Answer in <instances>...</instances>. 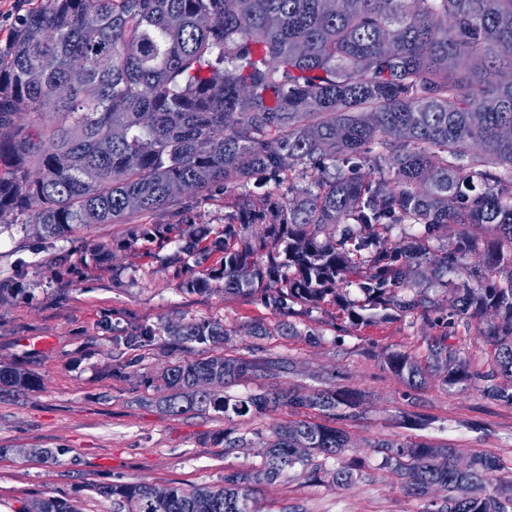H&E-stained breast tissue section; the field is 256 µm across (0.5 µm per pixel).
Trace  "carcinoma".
I'll return each instance as SVG.
<instances>
[{
    "label": "carcinoma",
    "mask_w": 512,
    "mask_h": 512,
    "mask_svg": "<svg viewBox=\"0 0 512 512\" xmlns=\"http://www.w3.org/2000/svg\"><path fill=\"white\" fill-rule=\"evenodd\" d=\"M210 19L203 26L200 20ZM87 64L69 95V63ZM512 0H46L23 16L0 47V224L48 236L76 224H122L166 210L189 227L181 250L201 256L208 229L170 189L195 194L264 192L224 225L219 267L182 282L224 294L260 290L275 308L342 297L354 279L363 298L345 311L353 324L391 312L417 313L454 329L478 321L494 367L473 372L448 333L427 342V368L449 385L483 381V395L512 404ZM310 180V186L299 183ZM420 225L418 235L392 239ZM452 224L455 245L433 254L426 241ZM463 273L461 285L449 275ZM448 298V318H431ZM166 334L215 345L218 321L142 325L122 337L130 350ZM388 365L410 382L424 368L394 352ZM274 360L211 354L166 366L157 381L165 410L214 411L234 422L288 406L297 419L275 425L259 465L224 484L187 490L103 483L94 492L117 512H261L255 488L290 471L313 478L316 459L349 444L341 428L315 420L360 402L350 389L306 395L276 387L224 394L241 379L272 378ZM37 384L0 364V387ZM403 489L442 500L424 512H512V482L492 484L500 459L479 453L454 466L455 449L418 441L374 445ZM325 476L356 479L341 465ZM20 512H82L77 501L44 498Z\"/></svg>",
    "instance_id": "1"
}]
</instances>
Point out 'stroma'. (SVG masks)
Returning a JSON list of instances; mask_svg holds the SVG:
<instances>
[{"mask_svg": "<svg viewBox=\"0 0 512 512\" xmlns=\"http://www.w3.org/2000/svg\"><path fill=\"white\" fill-rule=\"evenodd\" d=\"M187 202L196 223L209 229L199 263L180 251L184 227L165 211L57 237L17 225L0 231V281L10 287L0 296V364L41 381L23 394L0 392V512L48 497L80 500L83 512H113L94 485L216 486L225 473L260 463L254 433L289 420L288 408L236 422V435L253 443L225 451L221 415L169 414L163 391L146 384L168 364L208 355V346L180 345L166 335L135 351L115 342L142 324L190 320L222 322L224 354L290 361L292 370L277 380L284 391L338 387L363 395L338 422L351 450L323 462L330 470L356 461V480L339 487L287 475L260 487L262 512H423L425 499L407 495L398 474L382 467L373 446L383 440L448 444L463 461L489 453L503 465L500 479H512V404L487 399L476 385H447L436 374L414 388L388 367L393 352L425 362L437 331L418 315L353 325L337 302L295 304L283 314L264 294L228 295L219 281L207 292L182 290L183 279L218 265L228 213L220 185ZM155 227L163 237L144 238ZM99 245L110 260L96 255ZM283 321L296 335L278 332ZM257 322L269 335L251 334ZM407 415L417 424H404ZM45 449L52 459L42 457Z\"/></svg>", "mask_w": 512, "mask_h": 512, "instance_id": "35a3bbf8", "label": "stroma"}]
</instances>
